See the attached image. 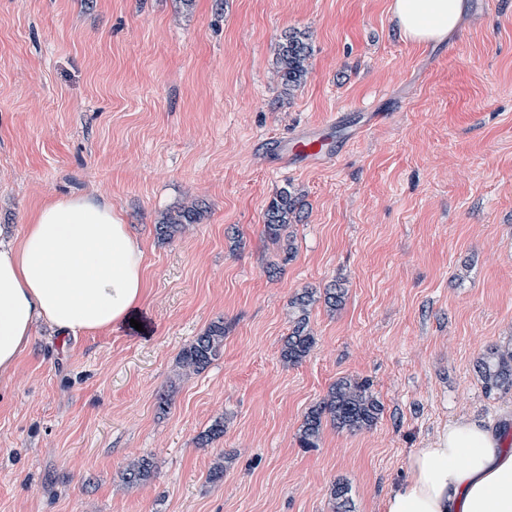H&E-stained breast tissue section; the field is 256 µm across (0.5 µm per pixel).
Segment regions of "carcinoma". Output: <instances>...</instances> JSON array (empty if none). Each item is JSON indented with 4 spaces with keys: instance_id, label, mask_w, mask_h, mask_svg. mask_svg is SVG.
Listing matches in <instances>:
<instances>
[{
    "instance_id": "obj_1",
    "label": "carcinoma",
    "mask_w": 512,
    "mask_h": 512,
    "mask_svg": "<svg viewBox=\"0 0 512 512\" xmlns=\"http://www.w3.org/2000/svg\"><path fill=\"white\" fill-rule=\"evenodd\" d=\"M311 55L308 36L298 30H290L278 43L276 73L284 90L291 92L299 87L307 73V61ZM301 204L297 196L286 188L276 192L264 214L263 235L280 245L284 260L294 253L293 241L288 233L290 225L300 220ZM200 218V209L194 205L167 213L155 225L158 237L171 240L185 224H194ZM314 301V292L305 290L292 300L297 310L291 333L286 337L281 357L288 363H298L313 349L315 336L308 329V307ZM224 347V322L212 323L197 336L181 354L182 366L199 372L220 355ZM485 393L502 395L512 393V348L489 349L476 364ZM383 406L370 389V384L351 378H341L327 395L306 414L300 429L299 441L305 448L316 447L323 424L331 422L338 429L360 430L376 424ZM152 472L149 458L141 457L130 462L122 472L129 485L147 481ZM349 490L343 483H336L331 490L333 512H351Z\"/></svg>"
}]
</instances>
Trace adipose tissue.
Masks as SVG:
<instances>
[{
  "instance_id": "1",
  "label": "adipose tissue",
  "mask_w": 512,
  "mask_h": 512,
  "mask_svg": "<svg viewBox=\"0 0 512 512\" xmlns=\"http://www.w3.org/2000/svg\"><path fill=\"white\" fill-rule=\"evenodd\" d=\"M468 0H393L403 39L438 43ZM144 252L110 204L86 195L50 199L22 234L0 244V376L9 375L37 322L64 332L105 331L144 296ZM385 512H512V451L468 420L448 424L408 463Z\"/></svg>"
}]
</instances>
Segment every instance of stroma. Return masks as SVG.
Segmentation results:
<instances>
[{
  "instance_id": "stroma-1",
  "label": "stroma",
  "mask_w": 512,
  "mask_h": 512,
  "mask_svg": "<svg viewBox=\"0 0 512 512\" xmlns=\"http://www.w3.org/2000/svg\"><path fill=\"white\" fill-rule=\"evenodd\" d=\"M392 0H0V241L53 198L94 195L144 253L130 321L74 337L37 326L0 378V512H385L407 463L449 421L502 431L512 394L476 363L512 345V0H470L439 44L399 37ZM307 32L308 74L282 92L275 48ZM367 112L382 123L363 126ZM344 114L335 163L268 167L253 144ZM303 195L295 252L265 239L276 190ZM199 204L172 241L155 226ZM316 344L280 352L306 288ZM205 369L183 350L214 321ZM383 405L350 432L309 409L337 379ZM169 396L166 411L156 397ZM224 434L203 446L215 420ZM150 457L130 486L126 465ZM223 461V480L208 472ZM224 347V323H212L201 335L183 350L181 363L184 368L198 372L220 355ZM152 472V463L148 457L130 462L122 472V478L128 485H138L147 481Z\"/></svg>"
}]
</instances>
